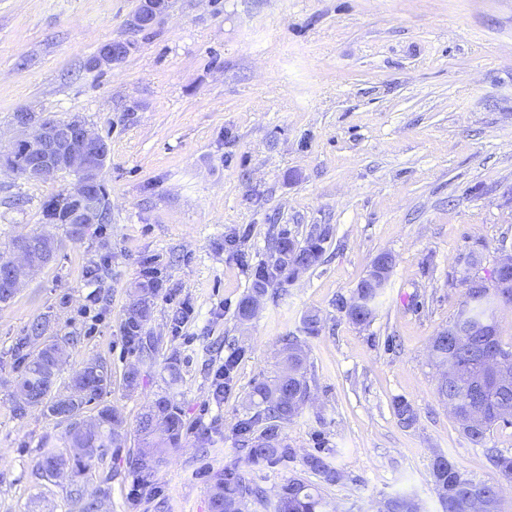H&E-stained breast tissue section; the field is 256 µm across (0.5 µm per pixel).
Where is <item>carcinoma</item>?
<instances>
[{
	"mask_svg": "<svg viewBox=\"0 0 512 512\" xmlns=\"http://www.w3.org/2000/svg\"><path fill=\"white\" fill-rule=\"evenodd\" d=\"M43 211L49 223L70 225L75 203L59 194L44 204ZM329 234V228L316 227L303 246L282 236L276 245L274 267L260 271L250 292L239 302V321L248 318L251 304L266 295L271 282L293 281L298 264L306 270L318 265L324 253L323 243ZM46 241L43 234L15 238L11 249H25L35 256H42ZM159 285L155 272L145 273V278L134 287V298L126 310L123 324L124 336L134 344L141 357L148 359L153 358L158 346V341L147 335L145 326L152 316ZM381 292L379 282L368 274L353 293L356 304L342 302L340 308L352 322L368 324ZM502 305H512V272L499 274L488 288L466 289L465 307L459 310L448 327L432 338L430 356L436 366L462 369L457 382H438V396L452 404L462 416L479 415V425L465 435L472 443L484 448L494 470V477L490 479H475L452 459L437 457L432 465V478L443 512H502L500 485L512 483V455L488 445V433L496 424H512V388L501 395L489 383L485 386L486 393L479 397L473 387V381L484 372L485 364L496 356L500 357L503 369L512 374V349L504 348L496 320V312ZM49 323L47 315L34 321L12 347L15 361L22 365L14 380V412L23 416L28 409L35 408L42 416L66 424V440L82 452L65 459L48 448L49 442L45 439L40 445L37 473L48 482L64 476L73 482L85 475L94 462L103 459L107 449L124 447L125 440L119 432L122 420L113 407L102 404L103 396L112 387V370L105 361L91 360L69 381L62 382L55 358V352L60 348L58 341L48 339L43 348L27 351L30 340L44 336ZM322 329L319 314H306L302 335L284 339L283 370L271 379L254 382L251 393L253 413L239 419L233 428L240 457L209 475L210 512H241V507L246 504L261 512H336V507L327 500L322 484L337 482L340 471L327 456L308 454L303 459L306 470L318 475L322 483L293 476L273 499L264 488L247 481L239 467L241 461L258 466L285 463L294 457V450L285 443L281 430L284 424L299 415L309 398L307 357L303 346L305 339L319 335ZM393 409L402 423L410 426L416 421V413L405 398H395ZM89 411L96 415L94 422L87 425L84 414ZM185 430L182 410L169 395H159L143 408L137 421V448L131 456L141 485H149L153 469L178 446ZM106 493L105 487L89 493L77 484L70 491V498L77 512H99L100 497ZM385 507L386 512H419L415 502L402 497L387 500Z\"/></svg>",
	"mask_w": 512,
	"mask_h": 512,
	"instance_id": "carcinoma-1",
	"label": "carcinoma"
}]
</instances>
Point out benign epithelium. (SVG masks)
Here are the masks:
<instances>
[{"mask_svg": "<svg viewBox=\"0 0 512 512\" xmlns=\"http://www.w3.org/2000/svg\"><path fill=\"white\" fill-rule=\"evenodd\" d=\"M171 8V0H140L139 6L129 19V27L140 31L156 25ZM130 46L117 47L111 42L100 45L91 64L99 69L110 68L121 62L129 53ZM15 136L6 144L0 143V157L11 153L19 142H25L39 162L25 172L31 181L41 182L55 178L64 171L76 175L75 183L65 189V195L79 203L78 223H100V206L92 187L102 180L103 169L97 153L103 149L102 138L89 124L77 116L45 123L28 109L22 110V118L14 122ZM14 271L5 278L7 288H20L44 262L29 256L24 250L15 252L12 258Z\"/></svg>", "mask_w": 512, "mask_h": 512, "instance_id": "obj_1", "label": "benign epithelium"}]
</instances>
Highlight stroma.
<instances>
[{
    "label": "stroma",
    "instance_id": "obj_1",
    "mask_svg": "<svg viewBox=\"0 0 512 512\" xmlns=\"http://www.w3.org/2000/svg\"><path fill=\"white\" fill-rule=\"evenodd\" d=\"M138 5L0 0V139L25 107L83 117L108 144L111 213L71 237L43 216L71 174L0 171V252L23 234L57 241L54 260L0 308V512H74L68 479L35 471L41 437L63 426L36 409L16 416L9 400L11 347L34 319L50 316L56 339L78 337L62 379L96 358L112 368L103 402L122 415L127 446L83 478L90 492L108 482L100 512H209L208 476L237 457L232 429L255 380L274 374L311 311L324 319L307 340L311 399L283 428L295 457L242 473L276 493L320 445L342 473L326 488L339 512H378L396 496L442 512L437 456L493 476L439 400L429 348L462 308L465 278L491 280L512 246V0H172L136 32ZM108 41L130 42L129 55L89 68ZM317 225L330 228L320 263L269 287L241 325L237 305L274 263L276 240L304 243ZM383 252L394 257L387 286L372 321L354 324L339 302ZM103 259L100 290L84 272ZM150 267L161 288L146 330L160 344L146 363L122 321ZM233 348L245 355L218 399L215 373ZM173 354L180 379L168 387ZM165 389L187 431L144 490L129 451L143 405ZM398 397L413 426L394 415Z\"/></svg>",
    "mask_w": 512,
    "mask_h": 512
}]
</instances>
